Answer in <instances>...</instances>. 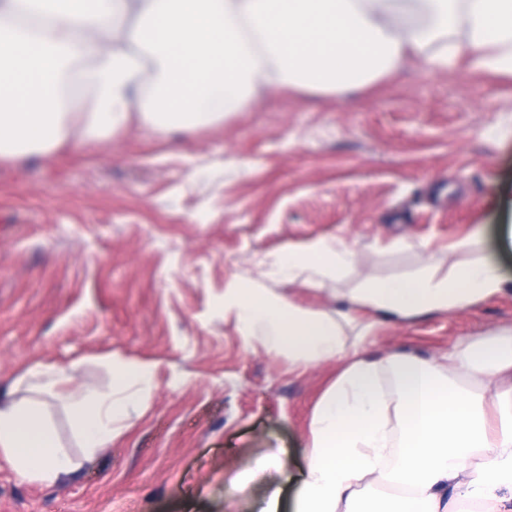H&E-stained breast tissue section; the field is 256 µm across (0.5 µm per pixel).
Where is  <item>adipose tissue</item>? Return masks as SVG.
I'll use <instances>...</instances> for the list:
<instances>
[{
    "instance_id": "ef3b65f1",
    "label": "adipose tissue",
    "mask_w": 512,
    "mask_h": 512,
    "mask_svg": "<svg viewBox=\"0 0 512 512\" xmlns=\"http://www.w3.org/2000/svg\"><path fill=\"white\" fill-rule=\"evenodd\" d=\"M441 70L512 74V0H0V158L50 151L71 121L87 136L223 118L258 91L294 84L349 92L408 55ZM80 92H67L71 82ZM354 260L338 242L277 257L288 280L335 278ZM512 293L492 259L448 273L375 280L330 311L296 306L249 278L224 291L245 341L312 365L345 364L311 422L294 512H512V338L478 340L442 362L364 344L385 321L455 313ZM391 376L393 394L383 391ZM150 366L126 362L112 390L66 396L82 447H107L140 406ZM0 457L25 479L74 468L42 412L0 401Z\"/></svg>"
}]
</instances>
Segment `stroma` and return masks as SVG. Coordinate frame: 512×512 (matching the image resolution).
Wrapping results in <instances>:
<instances>
[{
  "mask_svg": "<svg viewBox=\"0 0 512 512\" xmlns=\"http://www.w3.org/2000/svg\"><path fill=\"white\" fill-rule=\"evenodd\" d=\"M512 78L410 59L347 94L285 88L169 133L133 120L73 127L51 153L0 159V399L38 404L75 470L48 484L0 460V512H259L288 458L292 503L314 408L341 368L246 345L224 290L250 276L306 309L368 280L487 254L512 276ZM356 253L337 279L288 282L275 256L323 239ZM512 333V295L391 322L373 357H440ZM151 366L142 408L82 448L64 399L102 392L112 363ZM33 378L43 380L48 390H58L64 388L68 383L66 374L51 366H37L28 371Z\"/></svg>",
  "mask_w": 512,
  "mask_h": 512,
  "instance_id": "stroma-1",
  "label": "stroma"
}]
</instances>
